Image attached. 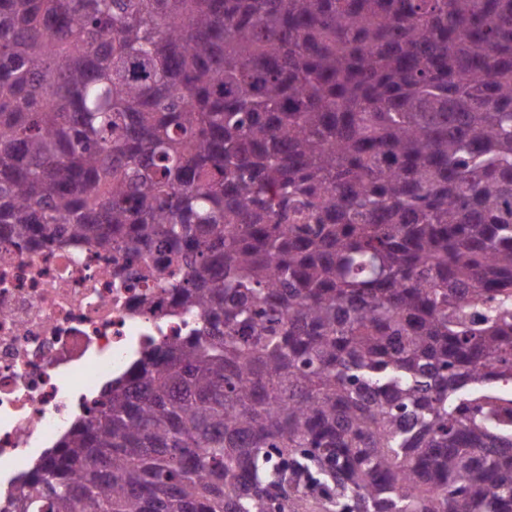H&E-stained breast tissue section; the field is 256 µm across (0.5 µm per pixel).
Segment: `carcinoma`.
Instances as JSON below:
<instances>
[{"label":"carcinoma","instance_id":"cac0c4a2","mask_svg":"<svg viewBox=\"0 0 512 512\" xmlns=\"http://www.w3.org/2000/svg\"><path fill=\"white\" fill-rule=\"evenodd\" d=\"M49 224L197 321L18 512H512V0H0Z\"/></svg>","mask_w":512,"mask_h":512}]
</instances>
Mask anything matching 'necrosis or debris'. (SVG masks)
Masks as SVG:
<instances>
[{"label": "necrosis or debris", "mask_w": 512, "mask_h": 512, "mask_svg": "<svg viewBox=\"0 0 512 512\" xmlns=\"http://www.w3.org/2000/svg\"><path fill=\"white\" fill-rule=\"evenodd\" d=\"M124 261L83 242L0 236V512L25 476L151 345L187 335L170 297L115 278Z\"/></svg>", "instance_id": "4bbe7bcc"}]
</instances>
